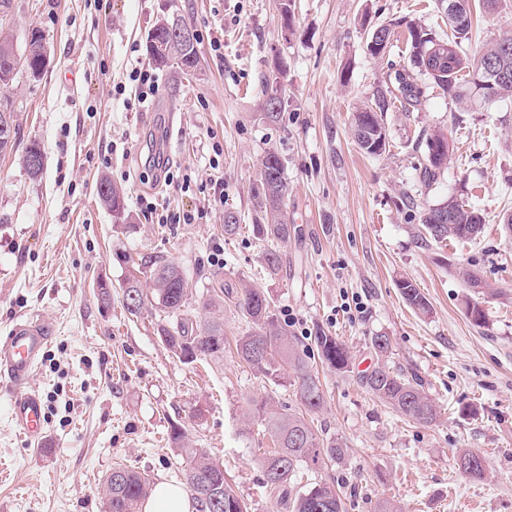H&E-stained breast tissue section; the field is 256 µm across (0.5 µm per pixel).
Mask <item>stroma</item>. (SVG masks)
Returning <instances> with one entry per match:
<instances>
[{
	"label": "stroma",
	"mask_w": 512,
	"mask_h": 512,
	"mask_svg": "<svg viewBox=\"0 0 512 512\" xmlns=\"http://www.w3.org/2000/svg\"><path fill=\"white\" fill-rule=\"evenodd\" d=\"M10 0L0 32L24 49L31 31L46 41L39 78L18 68L0 94L19 130L0 155V336L19 317L49 323L52 340L33 388L45 404L46 438L30 444L16 429L0 385V512H107L104 482L116 466L153 482L183 483L185 465L168 439L181 425L193 448L224 467L250 512H290L288 496L327 480L341 485L344 512H376L396 500L403 512H512V100L474 110L422 79L423 103L382 114L385 152L355 143L351 114L373 104L396 70L412 69L407 23L447 38L436 0ZM179 18L196 36L200 63L183 73L158 69L150 110L128 109L132 70L150 66L146 34L156 15ZM390 25L387 54L366 50L368 35ZM512 33V0L476 9L473 46ZM279 78L277 122L262 119L265 80ZM442 131L448 167L432 184L419 179L425 139ZM39 144L45 160L30 176L21 157ZM221 147L224 199L207 187L209 159ZM276 149L285 161L291 234L278 274L264 267L252 234L257 160ZM167 159L192 178L180 192L151 178ZM125 192L114 217L97 184ZM456 197L478 209L484 231L468 243L440 245L421 226L423 208ZM152 201L189 210L192 224H159ZM234 211L242 230L224 233ZM222 253V263L211 260ZM158 256L179 265L188 284L185 312L204 318V302L224 298V334L249 324L236 293L248 283L267 293L277 322L296 339L325 394L313 417L321 439L342 442L343 463L301 470L287 493L266 486L260 459L272 440L246 422L254 400L299 410L296 385H274L233 355L223 363H181L161 343L164 314L130 316L122 284L133 262ZM478 271L484 326L464 301L472 291L460 269ZM408 278L429 304L422 314L397 288ZM112 285L110 302L99 294ZM362 310H355V303ZM338 337L351 370L322 365L316 331ZM389 337L388 366L415 372L440 408L420 425L388 408L361 384L377 358L375 336ZM470 450L486 460L484 478L458 469Z\"/></svg>",
	"instance_id": "stroma-1"
}]
</instances>
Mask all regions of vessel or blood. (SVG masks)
Returning <instances> with one entry per match:
<instances>
[{"mask_svg": "<svg viewBox=\"0 0 512 512\" xmlns=\"http://www.w3.org/2000/svg\"><path fill=\"white\" fill-rule=\"evenodd\" d=\"M51 339L48 324L28 319L16 320L7 335L0 336V379L6 380L13 394L11 417L28 440L44 435V405L30 382Z\"/></svg>", "mask_w": 512, "mask_h": 512, "instance_id": "b4317fda", "label": "vessel or blood"}]
</instances>
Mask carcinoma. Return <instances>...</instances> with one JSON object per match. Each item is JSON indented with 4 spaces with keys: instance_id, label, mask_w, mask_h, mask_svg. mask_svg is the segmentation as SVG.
<instances>
[{
    "instance_id": "carcinoma-1",
    "label": "carcinoma",
    "mask_w": 512,
    "mask_h": 512,
    "mask_svg": "<svg viewBox=\"0 0 512 512\" xmlns=\"http://www.w3.org/2000/svg\"><path fill=\"white\" fill-rule=\"evenodd\" d=\"M451 30L448 39H437L421 27L407 24L410 38L411 60L418 73H398L396 82L377 94L374 105L352 113L353 137L368 155H380L386 150L387 132L381 122L390 100L415 108L422 103L424 91L418 75L429 77L449 98L461 103H489L512 98V34H504L470 55L464 44L471 39L472 0H438ZM13 40L0 37V90L10 87L13 77L5 69L8 59L15 55ZM146 52L160 67L174 63L184 71L195 70L199 64L196 40L182 42L169 35L166 27L154 28V36L147 39ZM420 172L426 183L435 182L448 166V136L442 132L429 135ZM254 231L262 246L265 268L274 273L282 263L280 245L288 241L290 225L282 203L288 191L285 164L275 149L264 151L259 159L256 185ZM99 197L120 215L125 212L123 192L103 177L97 184ZM440 207L453 216L444 225L439 236H431L436 243L447 240L469 242L477 239L483 230L481 214L450 196ZM132 298L123 297V306L132 316H139L149 303L165 313L166 323L158 332L166 348L180 361L191 363L198 359L224 360L226 342L224 323L217 312L224 307V298L215 295L207 303L210 320L192 324L185 317L187 282L180 268L170 262L144 259L137 273L126 279ZM398 288L405 302L420 313L428 312V301L414 283L403 278ZM237 305L242 315L253 325V330L239 337L235 354L256 374L279 385L282 370L289 367L298 384L300 403L298 413L280 412L270 402L254 403L250 415L265 422L274 437L277 448L263 459L266 483L281 491L288 490L293 478L302 469L319 468L327 463L339 464L345 456L342 443L326 442L317 435L308 415L318 412L324 405V393L319 377L309 368L302 354L286 331L270 312V300L258 288L241 285ZM317 354L322 363L339 372L347 373L351 361L345 345L334 336L318 332L314 336ZM361 383L385 405L401 416L422 425L434 423L439 416L437 405L426 395L421 379L413 372L392 370L381 363L361 377ZM169 441L185 453L189 468L186 485L197 501L200 512H249L245 501L233 491L224 477V468L214 462L202 448L186 446L185 431L174 425ZM456 464L468 475L484 477L485 460L471 451L457 455ZM120 482L106 487L108 512H137L139 504L152 490L150 479L128 467L113 468ZM291 512H343L340 489L328 482H315L292 500Z\"/></svg>"
}]
</instances>
